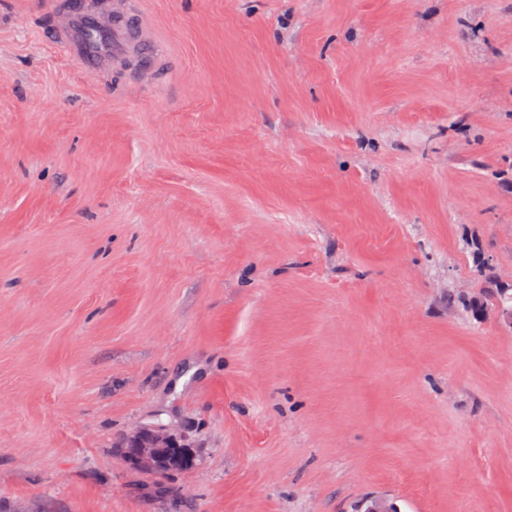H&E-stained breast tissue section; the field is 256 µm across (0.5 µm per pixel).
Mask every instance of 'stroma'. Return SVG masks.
<instances>
[{"label":"stroma","mask_w":512,"mask_h":512,"mask_svg":"<svg viewBox=\"0 0 512 512\" xmlns=\"http://www.w3.org/2000/svg\"><path fill=\"white\" fill-rule=\"evenodd\" d=\"M59 2L0 0V512H512V0H140L102 77ZM95 29L108 35L95 39ZM52 46L58 54L92 73L103 72L110 65L120 66L133 50L141 54L144 49L142 40L131 42L125 29L113 27L110 16L101 11L64 14L56 25ZM462 239L466 244V253L470 264V272L475 277H488L489 266L483 241L479 233L474 229H464ZM127 448L130 463L138 470L163 474L173 467L192 463V446L182 436L161 426H141L127 436L121 446Z\"/></svg>","instance_id":"obj_1"}]
</instances>
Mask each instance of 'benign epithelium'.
I'll list each match as a JSON object with an SVG mask.
<instances>
[{
	"mask_svg": "<svg viewBox=\"0 0 512 512\" xmlns=\"http://www.w3.org/2000/svg\"><path fill=\"white\" fill-rule=\"evenodd\" d=\"M121 447L127 449L130 463L146 473L160 475L192 463L191 444L166 427L141 426L123 440Z\"/></svg>",
	"mask_w": 512,
	"mask_h": 512,
	"instance_id": "1",
	"label": "benign epithelium"
}]
</instances>
